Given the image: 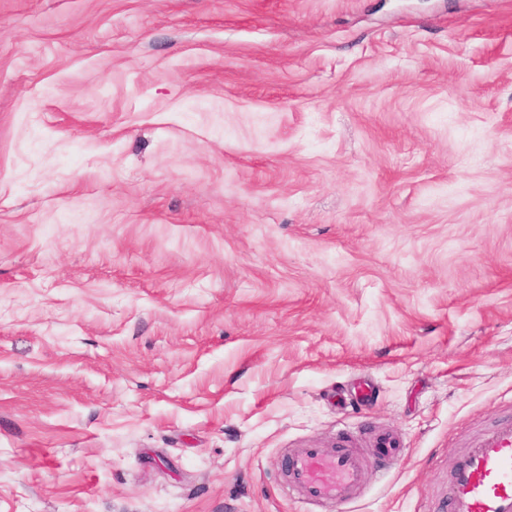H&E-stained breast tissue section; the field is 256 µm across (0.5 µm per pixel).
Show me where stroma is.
<instances>
[{"instance_id": "obj_1", "label": "stroma", "mask_w": 512, "mask_h": 512, "mask_svg": "<svg viewBox=\"0 0 512 512\" xmlns=\"http://www.w3.org/2000/svg\"><path fill=\"white\" fill-rule=\"evenodd\" d=\"M512 417V0H0V512H446ZM369 468L368 457L344 431L333 448H292L280 464L289 488L301 502L336 511L361 494Z\"/></svg>"}]
</instances>
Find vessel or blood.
Returning a JSON list of instances; mask_svg holds the SVG:
<instances>
[{"mask_svg": "<svg viewBox=\"0 0 512 512\" xmlns=\"http://www.w3.org/2000/svg\"><path fill=\"white\" fill-rule=\"evenodd\" d=\"M368 457L343 432L333 447L306 446L283 456L280 470L298 499L339 512L365 488ZM448 512H512V418L476 435L448 478Z\"/></svg>", "mask_w": 512, "mask_h": 512, "instance_id": "1", "label": "vessel or blood"}]
</instances>
